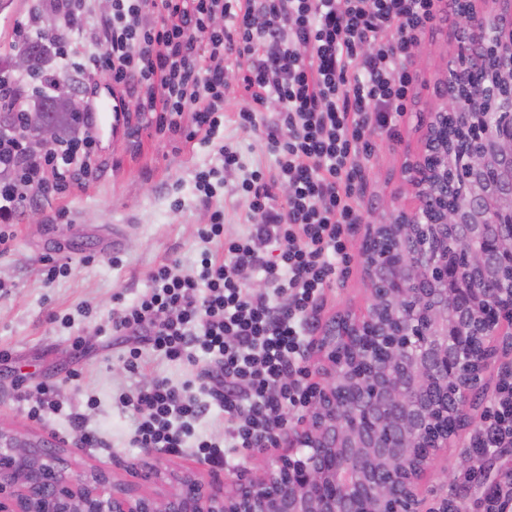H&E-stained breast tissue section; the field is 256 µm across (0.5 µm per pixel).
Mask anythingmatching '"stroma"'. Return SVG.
<instances>
[{
    "label": "stroma",
    "mask_w": 512,
    "mask_h": 512,
    "mask_svg": "<svg viewBox=\"0 0 512 512\" xmlns=\"http://www.w3.org/2000/svg\"><path fill=\"white\" fill-rule=\"evenodd\" d=\"M455 56V31L445 24L427 31L416 48L414 67L420 80L415 103L392 133L374 137L363 172L365 223H386L403 203L404 169L423 149L421 120L436 110V84ZM238 108L235 102L227 106L224 125L212 143L161 137L135 121L120 125L99 146V172L79 189L37 204L41 223H29L27 213H20L9 249L0 252V351L9 354L0 361V425L63 444L77 472L101 469L114 479L133 481L145 451L129 443L124 396L139 381L160 376L179 386L193 375L190 367L163 361L148 349L141 372L131 375L121 360L120 342L99 329L108 324L116 296L133 300L148 287L149 273L158 263L176 257L183 270L192 268L203 247L199 230L208 222L207 213L193 205L195 174L219 166L216 141L234 144L240 154L242 170L229 174L228 183L239 181L242 172L272 166L274 158L264 141L237 126ZM179 199L184 208H176ZM347 247L350 262L314 313L316 325L367 303L357 234L348 236ZM49 255L71 259L72 275L46 284L40 260ZM115 257L120 260L116 266L111 263ZM66 314L72 327L59 323ZM76 336L86 340L87 354L73 350ZM72 370L78 371L77 380H67ZM46 382L59 384L63 405L43 420H30L15 399L14 387L32 389ZM92 396L98 406L91 410L86 402ZM76 412L87 413L104 447H76L71 426ZM466 471L457 449H450L436 462L426 497L448 498L458 512H476L461 492Z\"/></svg>",
    "instance_id": "obj_1"
}]
</instances>
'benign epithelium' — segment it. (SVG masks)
Listing matches in <instances>:
<instances>
[{
  "mask_svg": "<svg viewBox=\"0 0 512 512\" xmlns=\"http://www.w3.org/2000/svg\"><path fill=\"white\" fill-rule=\"evenodd\" d=\"M465 28L457 69L486 32L496 63L468 104L439 95L407 204L359 225L367 306L316 339L308 415L274 438L288 451L218 483L172 470L159 497L109 472L75 475L63 449L0 427V512H457L424 485L475 422L491 365L512 379V0H469ZM56 99L83 110L73 92ZM448 115L478 131V153L448 147Z\"/></svg>",
  "mask_w": 512,
  "mask_h": 512,
  "instance_id": "7a95c632",
  "label": "benign epithelium"
}]
</instances>
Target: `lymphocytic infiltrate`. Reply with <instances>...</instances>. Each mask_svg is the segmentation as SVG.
<instances>
[{"instance_id":"f902f5d3","label":"lymphocytic infiltrate","mask_w":512,"mask_h":512,"mask_svg":"<svg viewBox=\"0 0 512 512\" xmlns=\"http://www.w3.org/2000/svg\"><path fill=\"white\" fill-rule=\"evenodd\" d=\"M89 2L59 0L49 18L33 9L17 32L56 39L67 73L70 36L90 34L100 48L94 70L121 104L188 142L213 138L227 104L242 98L238 126L258 133L274 157L273 167L252 170L235 187L254 220L245 236L224 233L213 170L196 174L195 203L209 219L193 270L176 259L157 264L149 288L113 309L108 330L145 340L168 362L210 365L182 386L156 377L125 396L137 413L133 447L232 466L240 449L270 447L290 413L308 404L300 356L312 313L349 262L346 235L364 221L370 140L392 131L412 104L413 50L446 8L440 0H112L99 19ZM78 129L45 151L20 146L0 158L8 174L0 181V247L11 242L9 223L21 209L96 170L100 139L89 114ZM213 404L224 414L220 442L195 429ZM486 423L470 449L479 458L512 447V382ZM463 484L482 512H512V479L478 468Z\"/></svg>"}]
</instances>
